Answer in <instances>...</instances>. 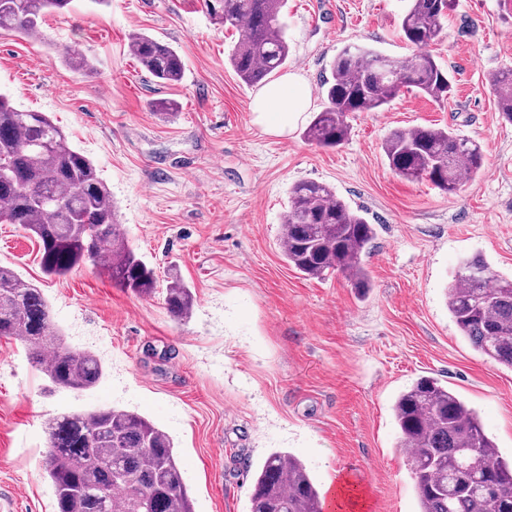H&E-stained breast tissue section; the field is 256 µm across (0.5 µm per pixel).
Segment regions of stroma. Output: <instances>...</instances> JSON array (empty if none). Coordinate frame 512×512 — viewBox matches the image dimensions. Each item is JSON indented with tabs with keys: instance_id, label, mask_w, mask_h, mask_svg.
I'll return each mask as SVG.
<instances>
[{
	"instance_id": "35a3bbf8",
	"label": "stroma",
	"mask_w": 512,
	"mask_h": 512,
	"mask_svg": "<svg viewBox=\"0 0 512 512\" xmlns=\"http://www.w3.org/2000/svg\"><path fill=\"white\" fill-rule=\"evenodd\" d=\"M407 0H288L286 71L312 89L311 112L338 52L365 45L407 58L399 23ZM45 41L0 30V93L43 112L89 157L118 220L157 288L143 297L84 264L46 277L38 244L0 223V265L41 288L66 343L93 352L106 375L95 389L44 392L24 345L0 339V512H55L43 460L46 423L63 413L137 411L172 438L194 512H248L252 469L276 449L301 459L324 498L349 477L367 512H418L398 448L392 405L422 376L474 408L484 432L512 456V369L475 350L447 306L462 259L479 254L512 277V123L489 83L512 69V11L499 0H459L428 48L450 73L438 104L402 89L382 112H358L341 146L279 138L252 122L254 88L229 55L235 32L201 0H73L47 16ZM171 43L185 74L161 84L139 68L129 36ZM89 61L70 69L66 54ZM158 98L177 101L169 119ZM452 127L478 142L486 165L452 195L389 167L395 128ZM314 180L365 211L377 236L359 294L339 272L305 278L282 255L288 188ZM183 281L191 316L174 319L165 288Z\"/></svg>"
}]
</instances>
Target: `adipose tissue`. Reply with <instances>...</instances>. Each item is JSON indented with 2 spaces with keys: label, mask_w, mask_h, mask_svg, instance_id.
Listing matches in <instances>:
<instances>
[{
  "label": "adipose tissue",
  "mask_w": 512,
  "mask_h": 512,
  "mask_svg": "<svg viewBox=\"0 0 512 512\" xmlns=\"http://www.w3.org/2000/svg\"><path fill=\"white\" fill-rule=\"evenodd\" d=\"M312 100L308 82L288 73L263 85L254 95L250 110L262 132L275 137L287 135L305 117Z\"/></svg>",
  "instance_id": "adipose-tissue-1"
}]
</instances>
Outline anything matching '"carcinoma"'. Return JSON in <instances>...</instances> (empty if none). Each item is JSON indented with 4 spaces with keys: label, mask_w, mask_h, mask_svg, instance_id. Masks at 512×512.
Instances as JSON below:
<instances>
[{
    "label": "carcinoma",
    "mask_w": 512,
    "mask_h": 512,
    "mask_svg": "<svg viewBox=\"0 0 512 512\" xmlns=\"http://www.w3.org/2000/svg\"><path fill=\"white\" fill-rule=\"evenodd\" d=\"M73 0H0V29L44 38L48 13L70 10ZM287 0H203L215 23L238 33L229 55L248 86L263 84L287 62L283 20ZM458 0H409L401 19L404 39L420 52L404 60L370 48L345 47L322 86L323 109L304 131L307 141L338 147L349 138V114L382 112L404 87L444 103L453 91L449 72L424 48L437 41ZM140 66L162 83L182 80L185 63L170 43L130 34ZM498 110L512 122V70L491 75ZM389 167L406 179H427L445 194L463 177L484 169L478 143L453 128L394 129L383 143ZM0 223L18 224L39 244L41 267L65 277L81 265H99L112 284L151 295L157 278L119 230L112 195L92 161L74 150L43 112L18 109L0 94ZM286 262L310 279L338 271L365 294L371 280L363 257L376 236L362 210L328 185L301 181L289 188L281 224ZM460 334L483 355L512 369V279L495 274L480 255L463 260L447 297ZM170 314L183 320L193 294L174 280L166 288ZM0 338L28 349V360L49 386L86 391L104 369L91 352L73 349L55 330L42 289L0 266ZM398 447L409 453L419 512H512V458L502 457L473 409L428 376L396 398ZM44 472L56 512H193L169 436L143 415L114 408L62 414L47 424ZM249 512H322L319 490L293 454L274 451L253 475Z\"/></svg>",
    "instance_id": "1"
}]
</instances>
